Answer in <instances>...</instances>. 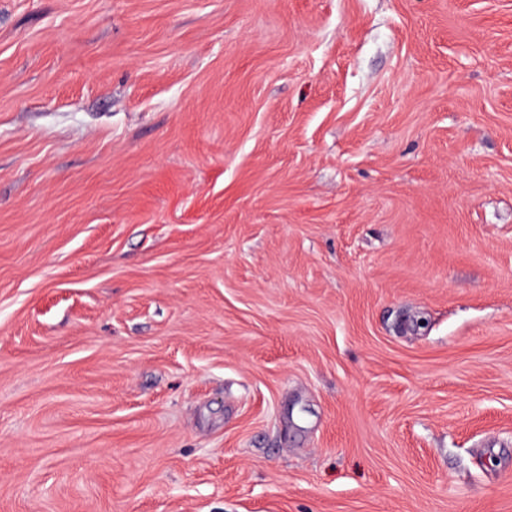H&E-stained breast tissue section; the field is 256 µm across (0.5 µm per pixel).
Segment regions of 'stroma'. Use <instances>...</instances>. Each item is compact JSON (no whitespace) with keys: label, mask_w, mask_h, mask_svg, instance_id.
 Here are the masks:
<instances>
[{"label":"stroma","mask_w":512,"mask_h":512,"mask_svg":"<svg viewBox=\"0 0 512 512\" xmlns=\"http://www.w3.org/2000/svg\"><path fill=\"white\" fill-rule=\"evenodd\" d=\"M0 512H512V0H0Z\"/></svg>","instance_id":"35a3bbf8"}]
</instances>
